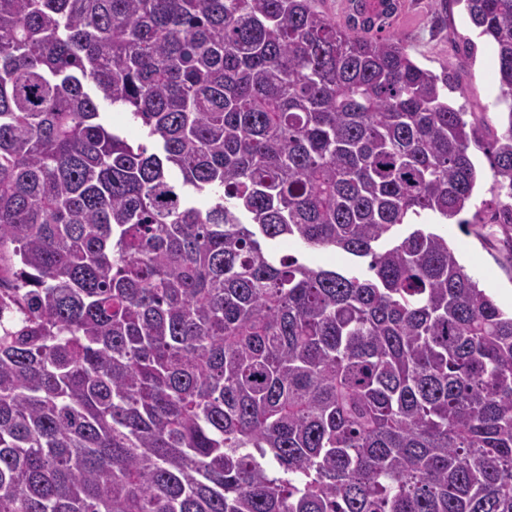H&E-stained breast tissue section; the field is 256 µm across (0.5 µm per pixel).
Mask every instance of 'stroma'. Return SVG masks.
<instances>
[{
  "mask_svg": "<svg viewBox=\"0 0 512 512\" xmlns=\"http://www.w3.org/2000/svg\"><path fill=\"white\" fill-rule=\"evenodd\" d=\"M396 28L407 38L410 54L418 65L454 76L457 88L448 95L451 104L471 113L482 128L500 127L496 58L492 47L483 43L473 58L464 56L463 38H476L477 33L462 5H452L449 14L438 19L428 16L424 6L410 7ZM421 221L447 236L465 271L493 295L503 310L512 309V231L486 222L462 226L452 220L441 224L430 213ZM271 248L277 255H294L312 266L344 267L356 272L363 268L362 259L338 251H309L293 239L272 242Z\"/></svg>",
  "mask_w": 512,
  "mask_h": 512,
  "instance_id": "1",
  "label": "stroma"
}]
</instances>
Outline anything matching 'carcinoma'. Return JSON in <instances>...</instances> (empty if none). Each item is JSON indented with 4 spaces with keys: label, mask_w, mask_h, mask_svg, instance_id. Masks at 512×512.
<instances>
[{
    "label": "carcinoma",
    "mask_w": 512,
    "mask_h": 512,
    "mask_svg": "<svg viewBox=\"0 0 512 512\" xmlns=\"http://www.w3.org/2000/svg\"><path fill=\"white\" fill-rule=\"evenodd\" d=\"M318 4L0 0V512H512V314L441 234L377 249L473 145L512 225V0L431 2L494 48L487 139L401 0ZM100 112H105L106 120L113 126H118L122 129L124 135L132 142L142 141L145 137V132L141 126L131 122L127 119L125 113L112 110L107 102L101 101ZM277 256L295 255L300 261L311 266H325L331 268L344 267L359 273L363 268V260L338 251H309L294 239L283 238L269 243Z\"/></svg>",
    "instance_id": "1"
}]
</instances>
